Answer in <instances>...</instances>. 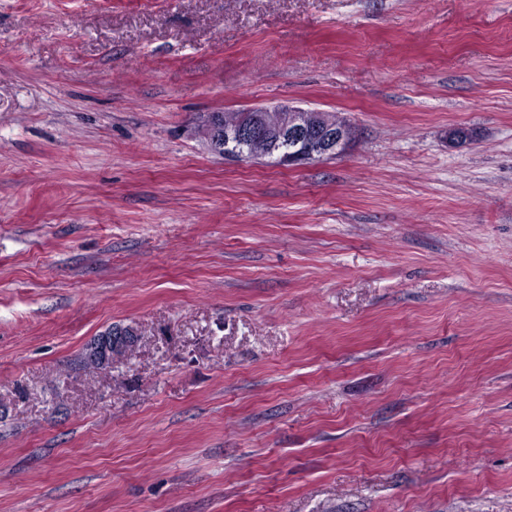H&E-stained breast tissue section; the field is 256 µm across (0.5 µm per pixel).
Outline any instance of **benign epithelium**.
I'll list each match as a JSON object with an SVG mask.
<instances>
[{
	"label": "benign epithelium",
	"instance_id": "1",
	"mask_svg": "<svg viewBox=\"0 0 512 512\" xmlns=\"http://www.w3.org/2000/svg\"><path fill=\"white\" fill-rule=\"evenodd\" d=\"M256 112L288 113V121L283 126V135L288 141V151L281 155V165L303 167L313 162L330 159L343 154L353 139L354 129L345 119H331L319 110H308L288 104L261 106ZM256 127L245 125L233 131L224 132V139L210 141L209 148L214 153L222 152L227 157L234 156L231 145L234 142L247 143L255 134Z\"/></svg>",
	"mask_w": 512,
	"mask_h": 512
}]
</instances>
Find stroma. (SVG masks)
<instances>
[{
	"instance_id": "stroma-1",
	"label": "stroma",
	"mask_w": 512,
	"mask_h": 512,
	"mask_svg": "<svg viewBox=\"0 0 512 512\" xmlns=\"http://www.w3.org/2000/svg\"><path fill=\"white\" fill-rule=\"evenodd\" d=\"M0 512H512V0H0ZM257 112L273 113L288 112V121L283 128V136L288 141V151L281 155V165L286 167H303L313 162L330 159L343 154L353 139L354 129L343 118L331 119L324 111L308 110L288 104L270 105L252 108L246 112H210L200 117L199 123L194 127V132L202 130L207 132L210 138L214 135L211 117L215 113L222 114L224 128L233 126L234 123L250 122ZM224 140L211 139L208 144L211 151L219 153L224 151V156L235 157L231 152L234 143H247L255 134L256 127L245 125L235 126L233 131H225ZM127 329L130 328L114 326L104 335L98 336L96 339H94L93 342L89 345V348L87 349V352L84 356V364L86 367L92 368L94 370H106L112 365V361L115 358H121L131 354L134 351L138 340L134 344H129L135 341L138 336H111L109 341L105 344V350L107 352H109L112 346L115 348L124 345L129 346L124 349H112V353L107 356V358L103 357V355H101L99 352L100 340L103 336L109 335L111 333L112 335H118L120 333L127 334Z\"/></svg>"
}]
</instances>
